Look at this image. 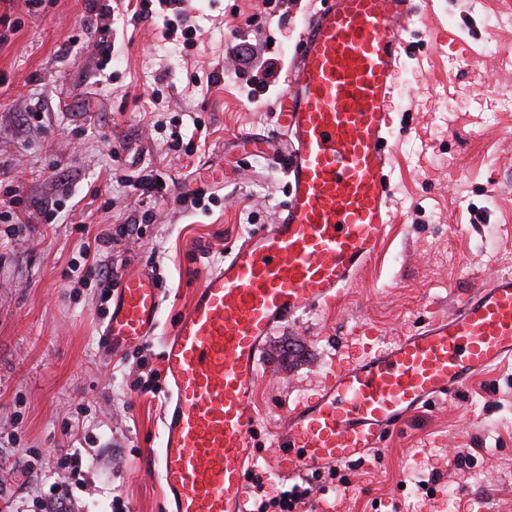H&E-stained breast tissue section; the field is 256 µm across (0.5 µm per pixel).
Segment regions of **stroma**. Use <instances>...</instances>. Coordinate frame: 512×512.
Masks as SVG:
<instances>
[{"mask_svg":"<svg viewBox=\"0 0 512 512\" xmlns=\"http://www.w3.org/2000/svg\"><path fill=\"white\" fill-rule=\"evenodd\" d=\"M140 0H0V185L25 217L0 223V512H41L63 454L81 451L77 512H165L157 477L166 379L130 390L140 357L161 367V339L103 352L109 304L81 285L72 224L107 226L98 257L119 274L151 271L169 331L205 273L273 223L287 178L238 152L242 134L275 125L282 79L315 0H181L136 21ZM111 6L97 19L94 10ZM391 110L392 223L376 259L333 305L280 324L259 359L254 470L267 486L309 484L323 512H512V369L406 418L383 448L338 465L274 477L268 461L289 408L322 375L458 308L492 273H512V0H418ZM104 26L111 61L78 48ZM42 112L41 122L28 114ZM205 143L168 150L172 129ZM167 189L146 198L135 170ZM211 196L207 209L184 190ZM56 202V223L39 211ZM125 224L139 227L125 238Z\"/></svg>","mask_w":512,"mask_h":512,"instance_id":"stroma-1","label":"stroma"}]
</instances>
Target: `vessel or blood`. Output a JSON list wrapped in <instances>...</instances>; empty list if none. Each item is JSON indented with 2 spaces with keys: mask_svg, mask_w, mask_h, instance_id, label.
Here are the masks:
<instances>
[{
  "mask_svg": "<svg viewBox=\"0 0 512 512\" xmlns=\"http://www.w3.org/2000/svg\"><path fill=\"white\" fill-rule=\"evenodd\" d=\"M414 0H330L309 13L275 109L276 128L242 153L281 141L290 192L274 224L207 272L171 332L159 477L169 512H249L259 357L282 321L337 300L372 262L390 217V112ZM161 290L122 277L100 332L119 352L155 335ZM512 364V274L479 284L452 315L336 369L294 405L270 459L282 478L356 462L406 417Z\"/></svg>",
  "mask_w": 512,
  "mask_h": 512,
  "instance_id": "1",
  "label": "vessel or blood"
}]
</instances>
